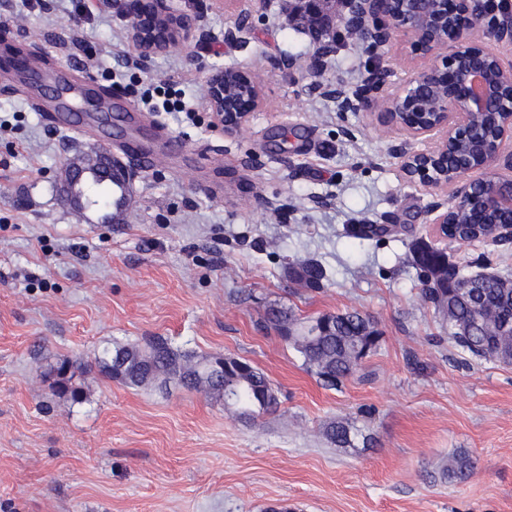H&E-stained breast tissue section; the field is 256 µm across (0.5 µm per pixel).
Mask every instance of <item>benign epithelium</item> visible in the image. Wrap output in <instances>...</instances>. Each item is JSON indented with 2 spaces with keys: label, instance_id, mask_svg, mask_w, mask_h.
I'll list each match as a JSON object with an SVG mask.
<instances>
[{
  "label": "benign epithelium",
  "instance_id": "benign-epithelium-1",
  "mask_svg": "<svg viewBox=\"0 0 512 512\" xmlns=\"http://www.w3.org/2000/svg\"><path fill=\"white\" fill-rule=\"evenodd\" d=\"M224 6L229 24L224 44L242 42L252 27L245 0H216ZM331 0H300L305 23L333 31L343 27L374 54H383L402 35L411 62L423 61L418 74L399 89H385V70H373L364 83L349 92L340 85L317 82L313 91L336 103L340 112L376 105L379 123L400 133L391 145L404 174L413 182L442 193L456 186L458 203L433 202L429 223L448 239V225L457 216L479 211L494 224L495 244H512V11L492 13L486 0H341L339 12ZM117 14L130 22V36L142 63L174 45L184 47L207 38L205 15L175 13L170 0H112ZM335 41H318L301 65L293 56L279 60L280 68L301 66L311 75L323 71ZM207 105L227 131L241 129L261 106L258 78L239 68L212 70L206 79ZM486 118L491 143L473 135ZM429 143L424 150L413 142ZM468 146V161L448 167L456 147Z\"/></svg>",
  "mask_w": 512,
  "mask_h": 512
}]
</instances>
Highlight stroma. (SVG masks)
I'll list each match as a JSON object with an SVG mask.
<instances>
[{
    "mask_svg": "<svg viewBox=\"0 0 512 512\" xmlns=\"http://www.w3.org/2000/svg\"><path fill=\"white\" fill-rule=\"evenodd\" d=\"M211 2L172 0L188 16L206 9L208 40L140 68L128 22L100 0H0V37L68 80L91 73L123 111L146 114V143L162 130L183 147L169 164L129 165L126 223H97L91 206L78 222L61 173L105 153L99 129L50 126L44 97L0 69V512H512V365L449 339L411 263L423 241L470 272L512 275V245L444 243L428 222L433 191L389 151L394 132L311 89L354 88L379 63L399 86L415 74L405 42L379 60L342 32L320 77L290 73L278 59L313 40L287 0L256 5L234 47ZM234 66L254 71L263 104L230 133L207 109L206 75ZM170 77L193 115L147 103ZM362 224L381 230L361 237ZM308 259L326 272L321 289L288 274ZM352 308L381 342L337 390L265 325L273 309ZM149 336L248 360L279 410L247 422L178 382L131 388L101 373L105 351ZM67 359L85 366L79 402L48 374ZM339 420L371 447L327 442ZM459 452L476 461L461 483L442 476Z\"/></svg>",
    "mask_w": 512,
    "mask_h": 512,
    "instance_id": "1",
    "label": "stroma"
}]
</instances>
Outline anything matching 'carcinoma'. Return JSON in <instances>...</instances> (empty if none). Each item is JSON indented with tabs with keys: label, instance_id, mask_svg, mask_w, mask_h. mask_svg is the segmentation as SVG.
I'll return each instance as SVG.
<instances>
[{
	"label": "carcinoma",
	"instance_id": "obj_1",
	"mask_svg": "<svg viewBox=\"0 0 512 512\" xmlns=\"http://www.w3.org/2000/svg\"><path fill=\"white\" fill-rule=\"evenodd\" d=\"M412 262L422 273L420 299L448 323V336L473 357L511 362L512 356L501 349L512 342V327L504 329L505 323L512 320V277L495 274L480 278L479 296L473 299L463 290L468 277L463 269H458V279L453 282L444 277L449 264L446 250L421 242L413 248ZM292 275L310 288L322 287L324 272L313 262L292 269ZM325 318L326 329L318 336L310 335L304 329L305 322L284 311L272 312L269 323L300 354L307 369L324 385L336 387L367 356L363 346H368V352L377 349L381 334L372 319L357 309L327 314ZM82 371L83 364L77 361H66L54 368L59 391L79 397L80 390L72 386V380ZM101 371L128 387H139L160 376H173L189 389L206 387L216 399L223 398L227 391L232 399L224 407L246 419L274 412L279 405L273 383L247 360L236 358L226 370L224 357L198 360L173 348L161 336L153 337L144 348H115L110 357L101 361ZM324 434L340 447L352 445L350 428L342 421L330 424ZM473 468L469 454L460 452L449 463L446 475L464 480Z\"/></svg>",
	"mask_w": 512,
	"mask_h": 512
}]
</instances>
